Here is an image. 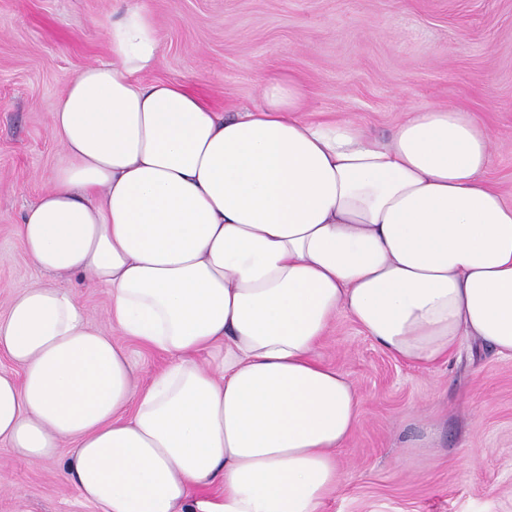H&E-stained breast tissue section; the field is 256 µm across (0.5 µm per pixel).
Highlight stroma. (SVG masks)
<instances>
[{"instance_id": "35a3bbf8", "label": "stroma", "mask_w": 512, "mask_h": 512, "mask_svg": "<svg viewBox=\"0 0 512 512\" xmlns=\"http://www.w3.org/2000/svg\"><path fill=\"white\" fill-rule=\"evenodd\" d=\"M150 12L161 50L141 82L183 83L216 110L260 101L263 76L307 91L306 117L389 139L407 112L459 108L489 130L490 184L512 204V0H0V312L47 282L95 327L106 289L34 268L15 234L65 162L51 115L70 79L108 63L119 4ZM361 395L323 512H512V358L468 340L427 369L385 352L345 315L320 350ZM70 444L27 462L0 447V512H95L61 477Z\"/></svg>"}]
</instances>
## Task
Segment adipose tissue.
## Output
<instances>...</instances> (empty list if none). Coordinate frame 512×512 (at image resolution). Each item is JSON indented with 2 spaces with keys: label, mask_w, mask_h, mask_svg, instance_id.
<instances>
[{
  "label": "adipose tissue",
  "mask_w": 512,
  "mask_h": 512,
  "mask_svg": "<svg viewBox=\"0 0 512 512\" xmlns=\"http://www.w3.org/2000/svg\"><path fill=\"white\" fill-rule=\"evenodd\" d=\"M112 60L67 84V162L17 234L51 276L109 291L114 333L168 354L139 385L70 293L26 289L0 314V446L73 449L65 479L97 512H322L360 396L318 348L346 314L420 368L470 338L512 357V204L491 187L471 113L415 109L389 140L303 118L294 78L225 114L178 82L129 7ZM220 483L219 493L207 487Z\"/></svg>",
  "instance_id": "ef3b65f1"
}]
</instances>
